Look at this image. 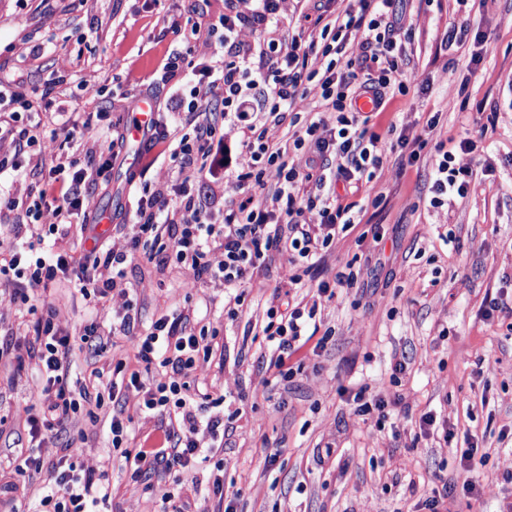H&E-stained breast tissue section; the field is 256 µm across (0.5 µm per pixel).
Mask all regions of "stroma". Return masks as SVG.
<instances>
[{
	"label": "stroma",
	"mask_w": 512,
	"mask_h": 512,
	"mask_svg": "<svg viewBox=\"0 0 512 512\" xmlns=\"http://www.w3.org/2000/svg\"><path fill=\"white\" fill-rule=\"evenodd\" d=\"M226 0H0V112L65 111L107 134L124 132L130 97L153 101L157 113L172 109L171 91L158 83L168 57L179 59L181 86L202 60L224 59V44L197 23L212 22ZM406 48L405 92L373 117L382 136L383 166L373 182L379 203L364 193L342 196L355 205L359 224L340 234L324 264L303 273L295 300L316 305L314 340L290 360L292 378L279 381L262 329L278 305L283 256L270 253L259 274L237 290L196 282L169 267L158 278L152 265L127 269L143 323L176 307L206 304V319L219 327L200 386L237 411L224 439V495L200 497L192 512H424L440 476L460 470L443 441L470 439L487 463L476 476V495L462 490L448 512H512V313L493 310L512 299V0H396ZM468 25L486 36L480 63L472 43L442 41L450 25ZM435 128H427L431 116ZM425 131L420 161L408 164L394 147L389 124ZM477 137L483 152H457L461 138ZM453 152L471 167L465 197L442 207L429 204L435 164ZM99 152L94 141L61 144L39 138L5 169L0 184L17 199L46 186L61 162L85 164ZM158 188L167 162L150 163L137 142L125 144L88 195L92 214L106 213L107 238L124 244L131 235L130 172ZM353 268L357 281L315 298L319 280ZM387 406L361 418L353 396L360 387ZM434 423L421 424L424 415ZM335 444L325 456L327 444ZM275 452L267 464L262 449ZM102 435L90 436L84 468L107 471L116 492L99 512H162L178 491L171 477L151 474L132 482L108 459Z\"/></svg>",
	"instance_id": "35a3bbf8"
}]
</instances>
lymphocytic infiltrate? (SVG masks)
<instances>
[{"mask_svg":"<svg viewBox=\"0 0 512 512\" xmlns=\"http://www.w3.org/2000/svg\"><path fill=\"white\" fill-rule=\"evenodd\" d=\"M285 2L232 0L217 22L227 60L197 67L189 94L181 100L192 135L177 136L156 118L143 132L144 153L164 146L174 170L161 188L134 192L133 234L126 245L97 235L94 225L76 223L86 213L89 185L117 157L116 140L103 142V161L52 167L46 191L27 207L0 189V211L24 212L23 219L0 224V292L28 314L20 323L22 341L0 339V370L14 376L31 373L41 381L35 403L24 408L23 428L15 431L8 453L0 455L1 506L12 510L27 499L29 484L37 477L42 487L33 512H88L108 502L112 484L107 472L84 470L80 461L87 432L97 428L105 409L112 412L107 429L112 453L130 478L189 472L210 460L214 472L205 491L223 496L220 454L237 414L224 412L223 397L191 386L219 330L201 324L198 308L190 305L162 315L145 333L136 334L140 320L126 280L135 260L161 271L186 269L203 284L218 281L238 288L252 280L269 251L286 255L281 285L289 293L268 309L264 333L278 350L277 378L293 376L288 359L299 349L308 325L304 309L291 296L302 285L298 265L318 266L339 233L356 223L351 207L340 203L339 189L371 192L383 164L381 136L370 128V117L358 101L368 99L377 111L390 92L405 91L406 85L403 23L394 0H359L358 9L328 21L316 16L311 27L319 37L309 41L303 32L286 35L270 26ZM354 36L359 54L352 57L346 45ZM318 50L329 58L322 70L312 61ZM314 91L323 111L293 141L294 149L307 152L299 164L290 150L272 143L267 128L253 123L252 116L262 110L283 122L297 99ZM219 92L224 113L215 121L205 106ZM241 127L249 132L247 156L233 199L220 205L199 186L223 182L226 132ZM454 155L444 153L438 163L431 206L465 196L472 186V169L453 167ZM330 158L336 162L331 170L326 167ZM268 186L274 194L267 203L256 191ZM76 230L92 240L91 248L77 252L65 246ZM64 282L94 310L121 298L111 324L90 322L79 333L64 331L50 297ZM119 335L132 339L134 359L115 363L111 384L103 383L104 372L97 368L74 378V351H104ZM137 414L152 418L154 428L133 447L129 440ZM485 462L476 449L462 451L457 481L433 489L425 502L427 512H446L456 487L475 491L474 475Z\"/></svg>","mask_w":512,"mask_h":512,"instance_id":"obj_1","label":"lymphocytic infiltrate"}]
</instances>
